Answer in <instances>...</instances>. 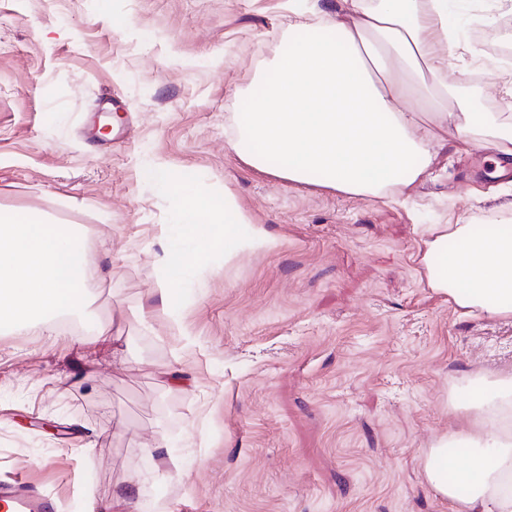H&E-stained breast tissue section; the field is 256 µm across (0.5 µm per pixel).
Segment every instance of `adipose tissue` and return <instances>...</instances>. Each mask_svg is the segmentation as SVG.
Segmentation results:
<instances>
[{"label":"adipose tissue","instance_id":"adipose-tissue-1","mask_svg":"<svg viewBox=\"0 0 512 512\" xmlns=\"http://www.w3.org/2000/svg\"><path fill=\"white\" fill-rule=\"evenodd\" d=\"M320 21L288 28L280 52L237 113L230 146L251 168L349 195L404 193L435 162L449 126L491 131L487 146L512 157V114L448 109V0H344ZM151 175L179 208L178 240L163 248L156 285L173 314L189 263L186 243L231 255L271 250L275 237L232 198L204 203L196 183L163 166ZM419 262L428 286L462 313L512 319V224L484 233L470 222L433 224ZM81 229L0 207V325L26 327L80 311L92 269ZM475 403L451 402L458 425L421 458L422 475L454 512H512V372L460 379Z\"/></svg>","mask_w":512,"mask_h":512}]
</instances>
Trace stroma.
I'll return each instance as SVG.
<instances>
[{"instance_id": "35a3bbf8", "label": "stroma", "mask_w": 512, "mask_h": 512, "mask_svg": "<svg viewBox=\"0 0 512 512\" xmlns=\"http://www.w3.org/2000/svg\"><path fill=\"white\" fill-rule=\"evenodd\" d=\"M338 4L0 0V206L80 225L99 261L55 336L0 328V480L58 512L126 494L138 512H451L421 456L457 425V379L512 370V324L462 315L418 255L432 224H512V162L497 175L477 127L457 152L452 127L395 200L281 180L228 143L289 17ZM448 30L449 108L512 113V0H448ZM157 164L280 241L208 254L176 323L152 294L177 214Z\"/></svg>"}]
</instances>
